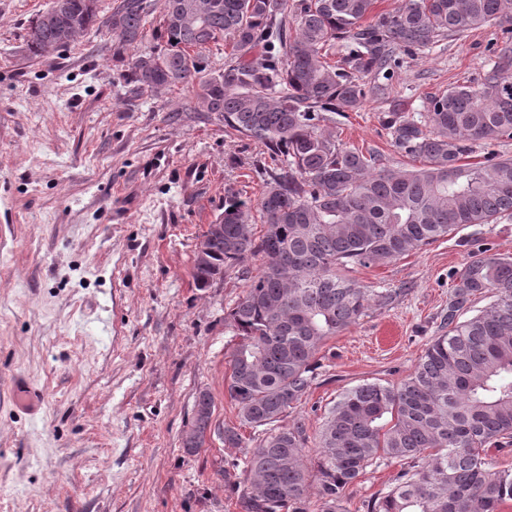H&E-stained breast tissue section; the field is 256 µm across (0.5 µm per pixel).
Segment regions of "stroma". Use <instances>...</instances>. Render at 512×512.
<instances>
[{"label": "stroma", "mask_w": 512, "mask_h": 512, "mask_svg": "<svg viewBox=\"0 0 512 512\" xmlns=\"http://www.w3.org/2000/svg\"><path fill=\"white\" fill-rule=\"evenodd\" d=\"M49 0H0V512H238L224 467L241 449L217 431L181 448L197 393L213 424L236 425L224 390L231 343L224 312L259 258L196 288V244L231 196L258 200L265 147L218 115L185 109L187 90L155 97L116 80L122 64L99 32L31 58L30 20ZM500 26L472 29L402 56L393 94L421 105L480 81ZM368 98L341 119L345 142L391 168L412 167ZM512 257V220L474 225L349 277L392 292L331 338L308 394L288 417L317 437L347 389L396 385L440 334L457 272L479 247ZM41 391L36 411L16 381ZM398 463L368 468L351 512L386 492Z\"/></svg>", "instance_id": "35a3bbf8"}]
</instances>
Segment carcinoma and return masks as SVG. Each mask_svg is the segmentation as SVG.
I'll list each match as a JSON object with an SVG mask.
<instances>
[{
  "mask_svg": "<svg viewBox=\"0 0 512 512\" xmlns=\"http://www.w3.org/2000/svg\"><path fill=\"white\" fill-rule=\"evenodd\" d=\"M91 0H51L30 24L26 50L41 57L101 24L125 82L161 96L182 87L191 112H214L261 142L276 167L263 172L257 203L224 201V235L207 240L191 275L204 289L247 258L261 273L224 313L234 338L225 390L240 426L262 433L224 469L240 512H349L346 490L367 468L401 465L366 512H501L512 501V467L489 448L512 441V257L484 249L456 274L446 331L397 385L345 390L328 413L316 454L304 419L278 425L315 379L325 342L390 295L340 271L392 262L472 224L512 217V157L476 147L512 140V43L493 50L476 85L434 94L412 111L396 102L385 121L391 145L419 167L389 168L351 147L336 117L367 96L389 94L400 55L483 26L512 25V0H407L395 12L376 0H115L101 22ZM230 61L212 66L224 40ZM261 219L265 230L255 237ZM477 296L488 303L467 317ZM206 421L195 419L205 444Z\"/></svg>",
  "mask_w": 512,
  "mask_h": 512,
  "instance_id": "cac0c4a2",
  "label": "carcinoma"
}]
</instances>
